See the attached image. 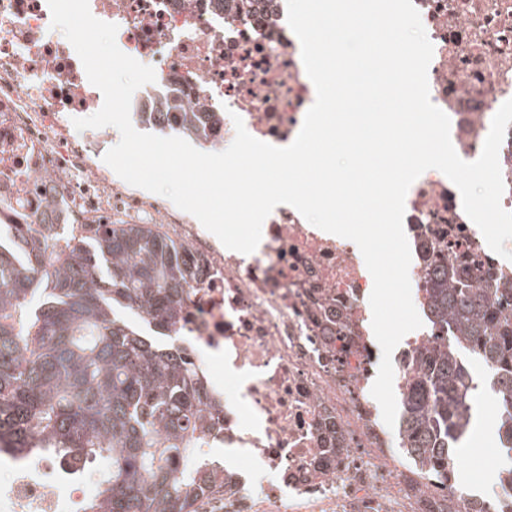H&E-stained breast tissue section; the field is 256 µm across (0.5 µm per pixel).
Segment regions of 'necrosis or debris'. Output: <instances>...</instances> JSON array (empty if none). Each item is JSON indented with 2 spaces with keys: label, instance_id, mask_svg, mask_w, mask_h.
Wrapping results in <instances>:
<instances>
[{
  "label": "necrosis or debris",
  "instance_id": "4bbe7bcc",
  "mask_svg": "<svg viewBox=\"0 0 512 512\" xmlns=\"http://www.w3.org/2000/svg\"><path fill=\"white\" fill-rule=\"evenodd\" d=\"M433 45L430 99L449 117L466 161L479 157L491 121L512 99V0H413ZM92 15L118 26L125 54L153 67L139 88L135 128L156 135L180 128L176 112L153 101L196 106L192 146L220 152L233 141V116L256 139L278 147L297 137L315 87L287 22V0H89ZM48 0H0V223L53 224L67 204L74 224L135 221L149 214L200 258V283L184 309L182 344L205 386L224 405L223 512H425L448 487L428 480L417 493L408 464L391 450L378 408L364 394L377 352L369 296L373 279L358 246L277 206L258 248L227 249L198 224L175 223L170 202L115 183L99 163L110 128L78 132L74 119L97 111L93 86L72 44L51 26ZM409 277L418 314L431 302L432 270L472 254L481 277L512 286V261L488 247L465 214L455 185L423 173L405 199ZM440 325L403 337L393 358L394 392ZM49 457L15 467L0 487V512H63V488ZM266 484H258L259 476Z\"/></svg>",
  "mask_w": 512,
  "mask_h": 512
}]
</instances>
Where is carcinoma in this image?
Returning a JSON list of instances; mask_svg holds the SVG:
<instances>
[{"label": "carcinoma", "mask_w": 512, "mask_h": 512, "mask_svg": "<svg viewBox=\"0 0 512 512\" xmlns=\"http://www.w3.org/2000/svg\"><path fill=\"white\" fill-rule=\"evenodd\" d=\"M199 269L161 224L0 226V455L51 456L73 478L108 461L77 512H197L224 496V463L200 453L223 410L177 346ZM511 297L452 261L436 274L431 307L458 343L413 370L399 445L419 478L448 482L438 512H512V467L488 499L454 480L477 388L462 354L491 374L512 444V313L492 303Z\"/></svg>", "instance_id": "obj_1"}]
</instances>
